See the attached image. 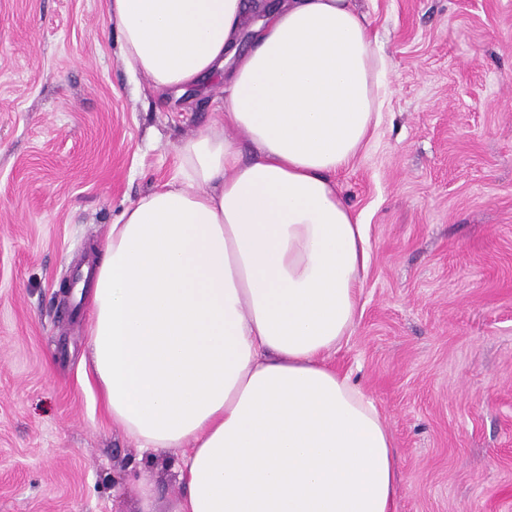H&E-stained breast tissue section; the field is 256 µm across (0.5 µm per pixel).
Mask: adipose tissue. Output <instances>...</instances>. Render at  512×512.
<instances>
[{
    "mask_svg": "<svg viewBox=\"0 0 512 512\" xmlns=\"http://www.w3.org/2000/svg\"><path fill=\"white\" fill-rule=\"evenodd\" d=\"M107 15L155 91L226 86L221 121L125 208L97 263L89 349L113 423L152 457L181 450L179 512H396L394 438L329 362L370 260L336 184L388 95L367 16L352 0H109Z\"/></svg>",
    "mask_w": 512,
    "mask_h": 512,
    "instance_id": "1",
    "label": "adipose tissue"
}]
</instances>
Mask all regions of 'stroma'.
<instances>
[{"label":"stroma","mask_w":512,"mask_h":512,"mask_svg":"<svg viewBox=\"0 0 512 512\" xmlns=\"http://www.w3.org/2000/svg\"><path fill=\"white\" fill-rule=\"evenodd\" d=\"M107 4L0 0V512L139 509L143 452L102 404L80 270L218 119L222 85L161 98ZM355 4L390 94L337 177L371 263L329 361L395 439L397 512H512V0ZM179 457L152 465L154 512H177Z\"/></svg>","instance_id":"1"}]
</instances>
